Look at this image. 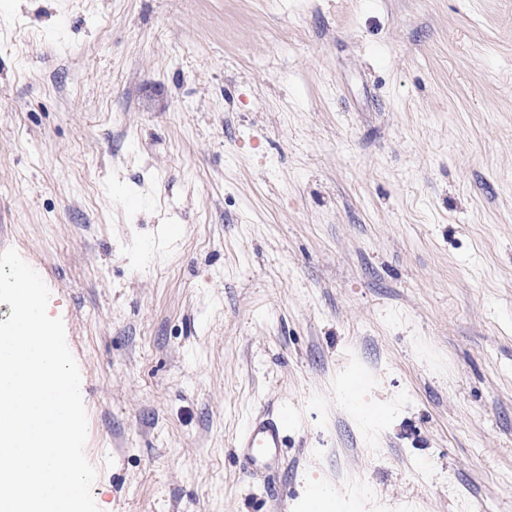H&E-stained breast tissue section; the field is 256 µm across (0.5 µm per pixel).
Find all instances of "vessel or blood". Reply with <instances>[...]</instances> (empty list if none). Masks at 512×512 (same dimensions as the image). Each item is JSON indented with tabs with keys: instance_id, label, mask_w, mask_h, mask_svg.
Segmentation results:
<instances>
[{
	"instance_id": "1",
	"label": "vessel or blood",
	"mask_w": 512,
	"mask_h": 512,
	"mask_svg": "<svg viewBox=\"0 0 512 512\" xmlns=\"http://www.w3.org/2000/svg\"><path fill=\"white\" fill-rule=\"evenodd\" d=\"M287 411L252 419L239 435L234 451L242 458L249 475L273 474L281 465L283 434L288 426Z\"/></svg>"
}]
</instances>
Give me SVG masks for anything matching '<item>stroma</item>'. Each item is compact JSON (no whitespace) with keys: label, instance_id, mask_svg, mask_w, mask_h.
<instances>
[{"label":"stroma","instance_id":"1","mask_svg":"<svg viewBox=\"0 0 512 512\" xmlns=\"http://www.w3.org/2000/svg\"><path fill=\"white\" fill-rule=\"evenodd\" d=\"M10 248L100 512H512V0H0ZM287 410H278L271 417L252 419L239 435L234 451L242 458L248 475L273 474L281 465L283 434L288 426Z\"/></svg>","mask_w":512,"mask_h":512}]
</instances>
